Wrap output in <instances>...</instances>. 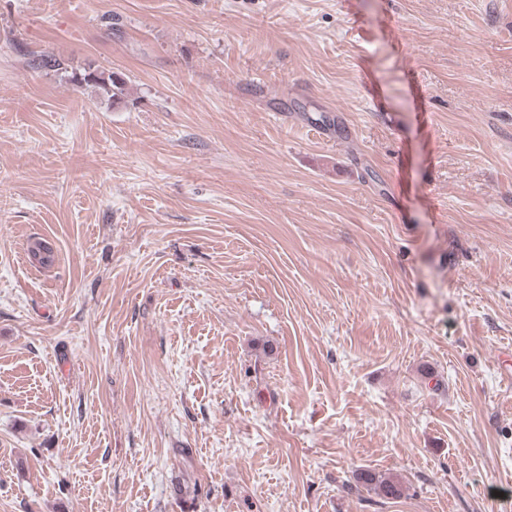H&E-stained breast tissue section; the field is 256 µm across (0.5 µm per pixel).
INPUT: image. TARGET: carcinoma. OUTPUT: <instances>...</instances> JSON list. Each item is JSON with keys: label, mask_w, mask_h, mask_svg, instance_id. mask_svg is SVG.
Returning a JSON list of instances; mask_svg holds the SVG:
<instances>
[{"label": "carcinoma", "mask_w": 512, "mask_h": 512, "mask_svg": "<svg viewBox=\"0 0 512 512\" xmlns=\"http://www.w3.org/2000/svg\"><path fill=\"white\" fill-rule=\"evenodd\" d=\"M31 65L37 69L52 71L60 79L70 84L91 85L97 88L102 97L114 105L125 102L127 82L122 73L101 71L91 64L78 68L60 56L45 52L34 55ZM29 254L32 262L40 267H50L55 262L54 249L42 240L35 241L30 245ZM357 481L382 499H394L402 494V487L397 481L379 477L369 470L360 472Z\"/></svg>", "instance_id": "obj_1"}]
</instances>
